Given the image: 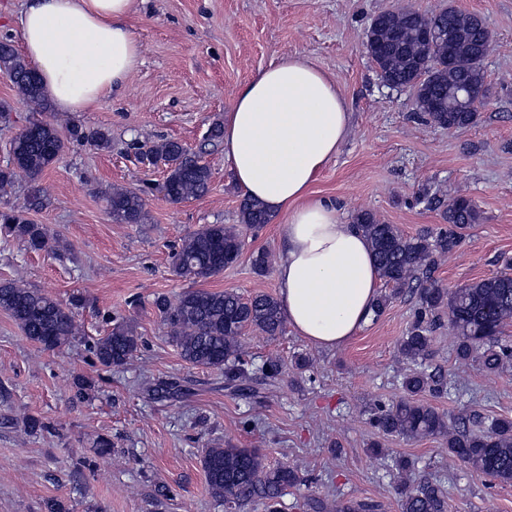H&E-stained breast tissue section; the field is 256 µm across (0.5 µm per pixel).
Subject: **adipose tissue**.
<instances>
[{
	"mask_svg": "<svg viewBox=\"0 0 512 512\" xmlns=\"http://www.w3.org/2000/svg\"><path fill=\"white\" fill-rule=\"evenodd\" d=\"M135 9L136 0H29L19 19L22 50L57 111L89 110L136 71L141 47L127 24ZM349 128L335 81L298 55L261 70L224 115L235 182L284 224L276 273L288 324L319 348L354 336L378 294L361 231L310 190Z\"/></svg>",
	"mask_w": 512,
	"mask_h": 512,
	"instance_id": "1",
	"label": "adipose tissue"
}]
</instances>
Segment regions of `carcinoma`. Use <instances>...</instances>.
I'll list each match as a JSON object with an SVG mask.
<instances>
[{
  "instance_id": "1",
  "label": "carcinoma",
  "mask_w": 512,
  "mask_h": 512,
  "mask_svg": "<svg viewBox=\"0 0 512 512\" xmlns=\"http://www.w3.org/2000/svg\"><path fill=\"white\" fill-rule=\"evenodd\" d=\"M365 50L383 80L416 89V103L426 122L449 129L465 127L477 119L465 98L484 91L483 64L492 48V37L477 27L476 15L445 9L430 16L414 11L385 12L372 23ZM32 67L11 39H0V72L10 76L18 93L40 109L45 102L39 80L30 76ZM71 135L98 150L111 147L106 129L88 133L75 126ZM65 143L56 125L47 120L31 121L11 139V163L0 168V196L10 194L24 177L30 184L33 205L40 204L43 173L62 157ZM206 146L192 152L180 142L164 140L147 148L143 158L166 166L165 197L182 203L204 195L211 182L203 163ZM109 213L115 224H142L145 220L141 194L114 188L108 195ZM241 225L260 227L271 220L264 206L247 197L239 208ZM448 228L409 237L394 224H385L369 210L354 215L374 255L377 271L389 291L380 294L372 307L379 318L392 300L419 284L412 319L404 336L395 344L399 357L414 365L401 382L403 395L376 406L370 425L388 436L417 440L441 436L455 464L479 476L503 484L512 483V421L495 420L487 428L451 427L436 407L422 396L454 395L448 375L423 367L433 340L440 311L448 310L454 332L456 356L478 362L482 371L497 373L512 362V344L500 339L506 321H512V275L474 282L452 291L431 276L437 260L456 251L463 231L481 221L473 201L456 196L443 211ZM0 228L33 251H49L54 236L48 225L34 224L15 210L0 211ZM244 246L236 226L208 224L187 235L175 249L176 273L193 284L204 282L239 259ZM168 336L181 358L195 366L224 371V385L245 392L251 380L248 362L240 352L244 330L253 328L274 338L285 331L286 320L279 299L261 293L244 298L233 291L213 292L189 288L175 299L159 296L155 301ZM0 309L7 312L24 335L46 350L70 345L78 331L72 314L50 294L29 288L19 280L0 281ZM139 337L121 323L93 345L97 362L121 366L137 351ZM283 362L270 358L261 367L262 382L275 385ZM207 486L213 497L224 502L226 512H240L257 503L263 512H281L288 489L300 483L297 472L284 465L271 466L256 448L227 445L210 448L202 459ZM401 512H448V495L440 482L429 478L414 486L398 488Z\"/></svg>"
}]
</instances>
